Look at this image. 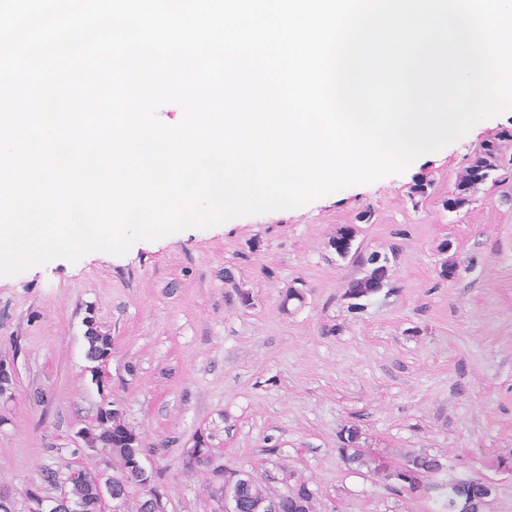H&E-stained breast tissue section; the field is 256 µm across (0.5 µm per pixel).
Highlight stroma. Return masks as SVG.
<instances>
[{
  "label": "stroma",
  "instance_id": "35a3bbf8",
  "mask_svg": "<svg viewBox=\"0 0 512 512\" xmlns=\"http://www.w3.org/2000/svg\"><path fill=\"white\" fill-rule=\"evenodd\" d=\"M512 127V112L404 173L296 208L230 219L0 277V495L28 512V490L54 496L41 473L99 459L72 438L113 403L142 439V461L167 512H218L195 463L204 439L216 464L281 486L308 479L316 512H433L434 493L396 495L348 464L342 428L394 460L439 456L449 476L493 478L486 512H512V172L448 211L461 164ZM433 181L412 203L419 174ZM371 210L370 222L357 221ZM355 225L389 254L390 279L354 307L361 269L329 242ZM449 252H442L443 242ZM455 260V279L439 276ZM300 299L287 300L288 290ZM112 338L94 376L88 326Z\"/></svg>",
  "mask_w": 512,
  "mask_h": 512
}]
</instances>
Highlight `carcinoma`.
<instances>
[{
  "mask_svg": "<svg viewBox=\"0 0 512 512\" xmlns=\"http://www.w3.org/2000/svg\"><path fill=\"white\" fill-rule=\"evenodd\" d=\"M504 141H512V128L504 129L495 137L486 140L475 155L466 160L456 178L453 190L444 201L446 208L459 209L472 201L473 193L478 189V184L472 179V173L475 171L480 170L484 173L485 182L493 185L498 183L497 173L504 169ZM331 247L339 259L351 262L364 270L362 276L349 281L348 297L355 300L367 298L384 287L388 279L386 269L390 264L388 256L376 251L368 253L360 245H354L351 250L346 251L336 238L332 240ZM87 342V356L92 361L98 360L112 349L111 337L95 328L88 329ZM85 436L86 447L110 449V458L119 465L140 456L144 451L140 435L116 408L100 410L98 424L85 429ZM358 437L359 430L354 426L344 427L340 431L343 443L340 451L345 460L359 469H366L367 473L374 477L387 478V475L381 473L382 462L379 452L357 447L354 439ZM404 462L418 472V480L421 483L444 471L441 460L427 453L409 452L405 454ZM116 471L119 472L120 480L127 486L122 512H151L148 501L140 494V471L130 468L123 473L119 467ZM42 479L50 486L65 492L68 504L77 508L79 512H99L103 491L106 486L112 485V477L101 474L94 462L88 466L71 469L62 477L54 471H47L42 474ZM285 480L290 482L293 489V493L287 497L281 496L270 486L252 477L238 483L233 490L237 512H260L259 505L266 501L276 502L278 512H315L316 492L309 487L308 481L295 476L291 470L286 473ZM428 489L439 491L437 512H467L471 502L481 500L486 494V488L479 477L449 479L432 484Z\"/></svg>",
  "mask_w": 512,
  "mask_h": 512,
  "instance_id": "cac0c4a2",
  "label": "carcinoma"
}]
</instances>
